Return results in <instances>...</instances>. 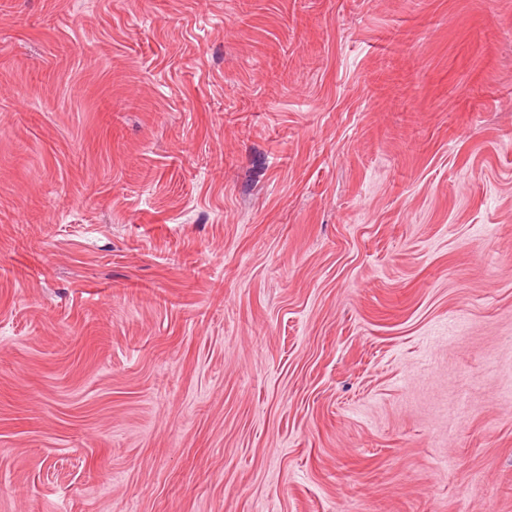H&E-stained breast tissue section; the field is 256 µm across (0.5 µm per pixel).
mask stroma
Segmentation results:
<instances>
[{"label": "stroma", "instance_id": "stroma-1", "mask_svg": "<svg viewBox=\"0 0 512 512\" xmlns=\"http://www.w3.org/2000/svg\"><path fill=\"white\" fill-rule=\"evenodd\" d=\"M0 512H512V0H0Z\"/></svg>", "mask_w": 512, "mask_h": 512}]
</instances>
